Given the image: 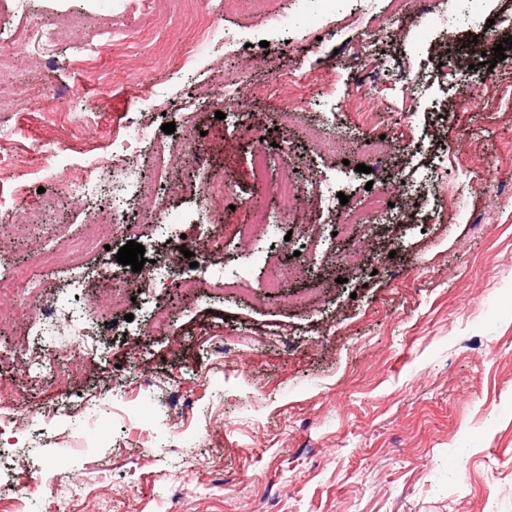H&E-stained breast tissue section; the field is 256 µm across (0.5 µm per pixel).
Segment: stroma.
<instances>
[{
    "label": "stroma",
    "mask_w": 512,
    "mask_h": 512,
    "mask_svg": "<svg viewBox=\"0 0 512 512\" xmlns=\"http://www.w3.org/2000/svg\"><path fill=\"white\" fill-rule=\"evenodd\" d=\"M210 0L211 41L187 59L194 37L188 0H168L160 18L142 20L135 0H6L0 48L10 32L50 24L63 28L47 51L32 55L0 94V166L17 161L40 192L25 207L56 214L63 172L89 168L110 154L131 124L179 148L187 127H204L216 164L242 200L258 189L251 146L236 116L192 110L195 94L219 84L225 65L253 82L246 121L274 125L286 97L301 99L295 127L275 148L276 167L300 179H335L341 194L308 192L289 207L267 195L274 219L259 243L225 235L216 260L239 274L231 298L206 303L164 280H150L115 255L124 235L104 229L107 249L82 265L40 273V306L83 309L100 359H75L67 375L32 389L16 363L65 350L60 328L16 322L0 341V396L17 423L0 434V512H512V74L478 107L460 109L483 81L486 21L512 36V0H441L444 26H419L411 8L393 14L390 0ZM318 28L322 41L310 43ZM110 33L107 53L78 66L89 30ZM450 59H443L442 49ZM305 64L335 85L268 82ZM374 87L368 114L354 90ZM157 108L142 109L144 90ZM70 101L60 113L57 99ZM90 121L81 141L69 129ZM175 123L174 133L162 131ZM320 127L339 138V156L313 150L306 133ZM412 152H390L356 172L366 156L348 148L377 134ZM56 143L50 158L38 144ZM448 168V190L416 219L372 218L363 245L374 271L336 286V257L351 241L334 236L341 196L356 199L366 183L405 181L424 188L434 164ZM317 224L322 245L292 285L322 281L318 310L286 309L265 300L278 221ZM0 251V274L27 284L35 273L29 248L39 238L15 229ZM121 268L145 300L144 311L111 332L88 308L101 288L93 270ZM169 309L161 334L144 332L147 312ZM122 389L100 398L114 379Z\"/></svg>",
    "instance_id": "stroma-1"
}]
</instances>
